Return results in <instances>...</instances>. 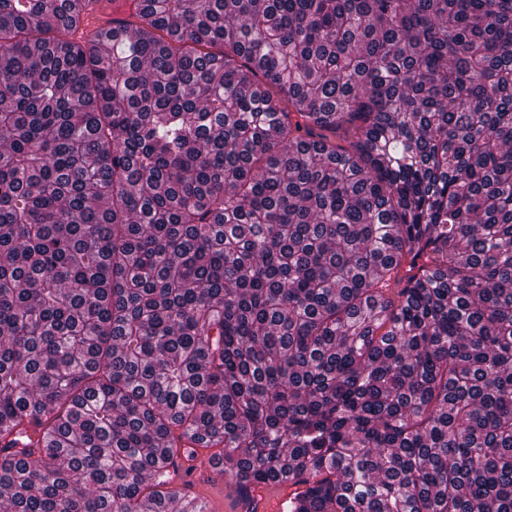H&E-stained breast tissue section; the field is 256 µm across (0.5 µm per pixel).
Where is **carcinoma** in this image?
<instances>
[{"label": "carcinoma", "mask_w": 512, "mask_h": 512, "mask_svg": "<svg viewBox=\"0 0 512 512\" xmlns=\"http://www.w3.org/2000/svg\"><path fill=\"white\" fill-rule=\"evenodd\" d=\"M87 7L0 0L4 512H512V0ZM210 477L185 483L180 488H175L173 485L169 488L176 493V502L183 496L197 497L206 501L212 508V512H240L232 510L231 490L224 482V478ZM176 502L174 510H179V504Z\"/></svg>", "instance_id": "cac0c4a2"}]
</instances>
